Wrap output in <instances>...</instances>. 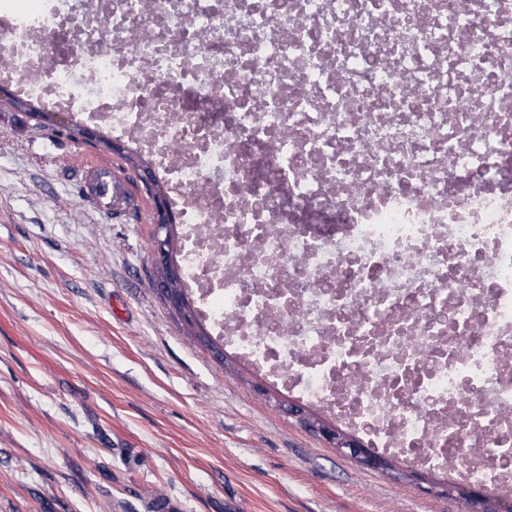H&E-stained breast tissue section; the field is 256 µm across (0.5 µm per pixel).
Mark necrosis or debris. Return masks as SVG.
Wrapping results in <instances>:
<instances>
[{
    "instance_id": "4bbe7bcc",
    "label": "necrosis or debris",
    "mask_w": 512,
    "mask_h": 512,
    "mask_svg": "<svg viewBox=\"0 0 512 512\" xmlns=\"http://www.w3.org/2000/svg\"><path fill=\"white\" fill-rule=\"evenodd\" d=\"M0 0L29 96L133 139L216 337L512 497V0ZM40 33L46 43V55L39 67L38 76L43 81H49L55 68L61 63L65 35L50 18L46 19Z\"/></svg>"
}]
</instances>
